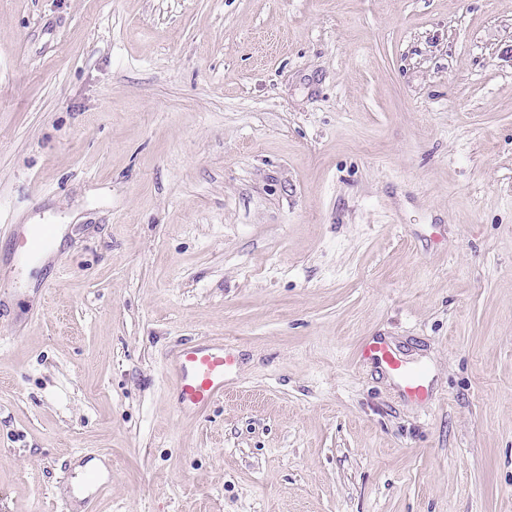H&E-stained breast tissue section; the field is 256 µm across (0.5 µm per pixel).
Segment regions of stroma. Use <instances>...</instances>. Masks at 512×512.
Returning <instances> with one entry per match:
<instances>
[{
	"instance_id": "obj_1",
	"label": "stroma",
	"mask_w": 512,
	"mask_h": 512,
	"mask_svg": "<svg viewBox=\"0 0 512 512\" xmlns=\"http://www.w3.org/2000/svg\"><path fill=\"white\" fill-rule=\"evenodd\" d=\"M29 224L0 512H512V0H0V267ZM26 242H28V247H26L24 253L19 254V260H33L46 249L51 243V229L44 225L32 226ZM364 360L383 366L397 381L405 393L420 400L426 399L428 388L426 372L407 365L381 337L365 341L360 349ZM237 359L224 339L190 341L177 349L170 361L179 416H201L224 396Z\"/></svg>"
}]
</instances>
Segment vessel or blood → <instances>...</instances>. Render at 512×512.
<instances>
[{"instance_id":"vessel-or-blood-1","label":"vessel or blood","mask_w":512,"mask_h":512,"mask_svg":"<svg viewBox=\"0 0 512 512\" xmlns=\"http://www.w3.org/2000/svg\"><path fill=\"white\" fill-rule=\"evenodd\" d=\"M23 260L36 258L51 242V230L44 225L32 226ZM363 359L383 366L408 395L426 399L428 388L424 370L410 367L385 342L375 337L360 349ZM237 359L228 344L220 339L190 341L177 349L170 361L176 394V411L184 417L203 415L224 395V387L232 377Z\"/></svg>"}]
</instances>
